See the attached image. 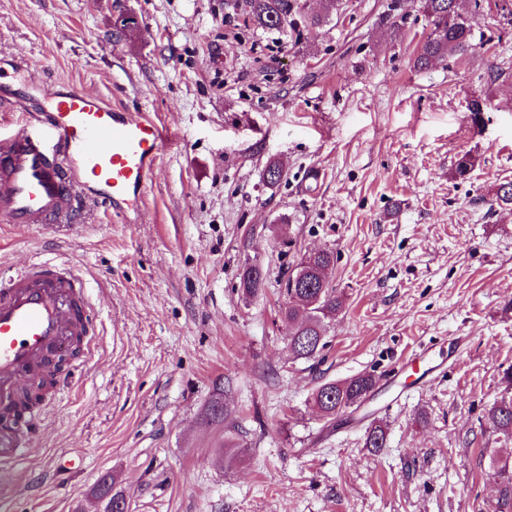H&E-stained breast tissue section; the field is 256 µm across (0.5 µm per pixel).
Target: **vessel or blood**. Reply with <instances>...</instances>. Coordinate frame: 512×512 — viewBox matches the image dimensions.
<instances>
[{"label": "vessel or blood", "instance_id": "obj_1", "mask_svg": "<svg viewBox=\"0 0 512 512\" xmlns=\"http://www.w3.org/2000/svg\"><path fill=\"white\" fill-rule=\"evenodd\" d=\"M42 114L0 144V223L74 229L89 202L121 216L136 210L166 139L162 126L75 88L51 93ZM95 325L74 262L0 270V461L26 453L23 383Z\"/></svg>", "mask_w": 512, "mask_h": 512}]
</instances>
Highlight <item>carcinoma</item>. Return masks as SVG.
Masks as SVG:
<instances>
[{
	"label": "carcinoma",
	"instance_id": "cac0c4a2",
	"mask_svg": "<svg viewBox=\"0 0 512 512\" xmlns=\"http://www.w3.org/2000/svg\"><path fill=\"white\" fill-rule=\"evenodd\" d=\"M294 9L293 0H250V20L264 29L281 30L288 25ZM424 12L429 32L415 57V64L423 67L434 60L448 57H464L476 49L471 25L460 8V0H424ZM336 261L335 253L325 249L313 257L307 253L300 258L284 284L285 300L281 313L290 330L288 347L297 360L317 358L324 347L329 324L341 312L342 299L336 294L327 278ZM266 277L255 272L251 264L243 267L240 288L254 298L265 289ZM503 394L487 409L484 419L492 431L512 441V365L502 371ZM348 386H334L331 393L323 392L318 385L310 394L309 402L324 419L335 418L336 411L348 409L349 401L363 391H370L376 384L374 374L365 372L345 379ZM386 444V430L380 424H371L366 430L365 447L378 452ZM488 476L497 487L495 503L490 512H512V455L491 453ZM97 493L108 499L111 512H124L127 505L120 491L114 490L110 476H102Z\"/></svg>",
	"mask_w": 512,
	"mask_h": 512
}]
</instances>
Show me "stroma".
Listing matches in <instances>:
<instances>
[{"label":"stroma","mask_w":512,"mask_h":512,"mask_svg":"<svg viewBox=\"0 0 512 512\" xmlns=\"http://www.w3.org/2000/svg\"><path fill=\"white\" fill-rule=\"evenodd\" d=\"M294 2L267 30L249 0H0V59L28 68L0 139L53 83L167 132L130 222L90 202L74 235L0 223V266L78 264L99 336L92 362L63 354L75 383L45 398L28 456L0 463V512H107L106 473L128 512H488L504 442L484 413L512 365V206L494 195L512 180V0H466L475 52L425 69L423 0H341L313 30L322 0ZM324 248L343 309L322 362L296 361L282 289ZM248 262L266 274L249 301ZM415 354L418 375L395 374ZM364 372V407L309 406ZM218 387L230 414L213 422Z\"/></svg>","instance_id":"1"}]
</instances>
